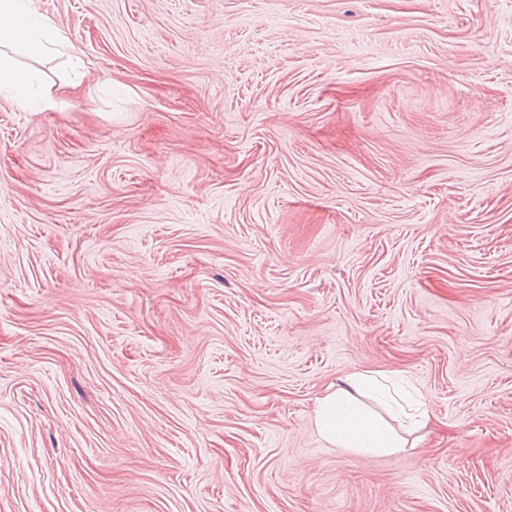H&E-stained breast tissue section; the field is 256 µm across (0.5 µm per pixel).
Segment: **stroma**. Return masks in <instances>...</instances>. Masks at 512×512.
Instances as JSON below:
<instances>
[{
    "label": "stroma",
    "instance_id": "stroma-1",
    "mask_svg": "<svg viewBox=\"0 0 512 512\" xmlns=\"http://www.w3.org/2000/svg\"><path fill=\"white\" fill-rule=\"evenodd\" d=\"M0 96V512H512V0H34ZM403 378L388 455L317 400ZM33 2L0 1V46L28 56L66 54L73 66L79 67L82 62L79 52L62 31L42 18ZM38 76L23 70L18 61L0 51V95L7 96L18 108L28 112H43L53 109L57 102L50 96L35 92Z\"/></svg>",
    "mask_w": 512,
    "mask_h": 512
}]
</instances>
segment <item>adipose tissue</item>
Wrapping results in <instances>:
<instances>
[{"label":"adipose tissue","instance_id":"obj_1","mask_svg":"<svg viewBox=\"0 0 512 512\" xmlns=\"http://www.w3.org/2000/svg\"><path fill=\"white\" fill-rule=\"evenodd\" d=\"M20 53H60L73 65L81 63L66 35L42 18L33 0H0V95L28 112L53 109L55 100L34 89L36 73L19 66L16 56ZM393 402L390 390L377 375L356 373L320 399L315 425L320 436L336 447L370 454L396 453L404 449L405 438L373 410L377 404L391 408Z\"/></svg>","mask_w":512,"mask_h":512}]
</instances>
